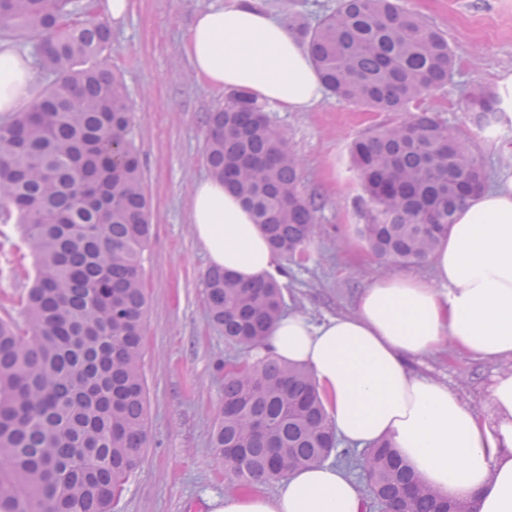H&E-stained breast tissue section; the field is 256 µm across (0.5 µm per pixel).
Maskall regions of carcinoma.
Wrapping results in <instances>:
<instances>
[{
    "instance_id": "obj_1",
    "label": "carcinoma",
    "mask_w": 512,
    "mask_h": 512,
    "mask_svg": "<svg viewBox=\"0 0 512 512\" xmlns=\"http://www.w3.org/2000/svg\"><path fill=\"white\" fill-rule=\"evenodd\" d=\"M326 90L373 112H403L452 80L443 34L401 0H339L319 22L285 11ZM0 42L30 49L42 77L0 122V217L23 225L35 276L24 324L0 319V512H112L147 442L141 255L150 238L143 170L122 78L107 65L110 29L82 0H0ZM502 94L477 88L469 111L493 133ZM210 172L229 182L290 263L306 257L318 207L298 191L297 157L263 105L234 91L208 116ZM351 154L368 196L356 231L393 265L427 262L486 183L470 138L425 111L382 125ZM211 324L252 349L285 308L273 276L204 277ZM312 374L267 358L224 374L210 448L230 488L352 463ZM389 443L365 458L387 512H441Z\"/></svg>"
}]
</instances>
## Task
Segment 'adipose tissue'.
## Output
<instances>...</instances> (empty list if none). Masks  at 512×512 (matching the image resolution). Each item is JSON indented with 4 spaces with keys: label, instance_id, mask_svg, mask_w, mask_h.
Segmentation results:
<instances>
[{
    "label": "adipose tissue",
    "instance_id": "ef3b65f1",
    "mask_svg": "<svg viewBox=\"0 0 512 512\" xmlns=\"http://www.w3.org/2000/svg\"><path fill=\"white\" fill-rule=\"evenodd\" d=\"M184 52L211 87L246 91L283 112L309 111L323 97L310 57L255 0L198 11ZM31 79L27 59L0 49V112L27 98ZM190 222L209 264L237 281L275 271L277 256L222 179L196 182ZM431 261L428 278L375 279L353 314L281 315L252 357L307 367L348 445L389 439L441 497L466 500L473 512H512V171L459 212ZM449 347L504 364L486 412L410 370L409 359ZM218 512H366V503L358 484L325 462L290 473L271 495L260 487L225 492Z\"/></svg>",
    "mask_w": 512,
    "mask_h": 512
}]
</instances>
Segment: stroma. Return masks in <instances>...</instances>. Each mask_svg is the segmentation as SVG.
I'll list each match as a JSON object with an SVG mask.
<instances>
[{"label": "stroma", "mask_w": 512, "mask_h": 512, "mask_svg": "<svg viewBox=\"0 0 512 512\" xmlns=\"http://www.w3.org/2000/svg\"><path fill=\"white\" fill-rule=\"evenodd\" d=\"M227 0H130L120 23L110 24L109 62L127 86L151 206L152 232L143 256L148 306L144 370L148 446L114 512H217L224 497V465L209 446L224 397V363L249 350L224 342L209 322L204 275L208 260L189 223L194 183L209 175L206 118L224 104V92L198 80L183 45L197 11ZM406 9L443 33L455 55L445 88L419 105L453 129L474 137V155L488 178L512 170V118L495 134L478 132L467 109L477 87L503 90L512 76V0H403ZM299 160L298 190L316 200L315 236L303 266H288L286 311L313 319L355 310L362 288L381 276L431 277V263L379 262L355 232L364 192L350 147L375 124L398 113L369 112L324 96L306 112L268 108ZM410 369L448 383L476 410H484L498 365L448 350L414 358Z\"/></svg>", "instance_id": "stroma-1"}]
</instances>
